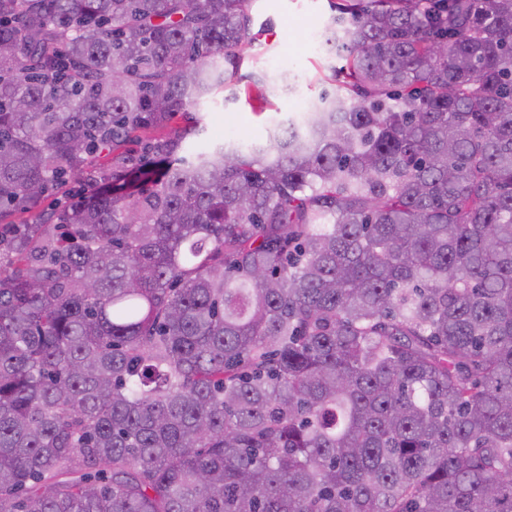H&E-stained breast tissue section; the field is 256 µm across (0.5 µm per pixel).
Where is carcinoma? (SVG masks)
Listing matches in <instances>:
<instances>
[{
  "label": "carcinoma",
  "mask_w": 512,
  "mask_h": 512,
  "mask_svg": "<svg viewBox=\"0 0 512 512\" xmlns=\"http://www.w3.org/2000/svg\"><path fill=\"white\" fill-rule=\"evenodd\" d=\"M252 4L0 0V512H512V0H344L346 96L143 139Z\"/></svg>",
  "instance_id": "carcinoma-1"
}]
</instances>
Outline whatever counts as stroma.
I'll list each match as a JSON object with an SVG mask.
<instances>
[{
	"instance_id": "35a3bbf8",
	"label": "stroma",
	"mask_w": 512,
	"mask_h": 512,
	"mask_svg": "<svg viewBox=\"0 0 512 512\" xmlns=\"http://www.w3.org/2000/svg\"><path fill=\"white\" fill-rule=\"evenodd\" d=\"M279 2V8L272 9L266 0H257L253 43L243 52L223 91L199 107L205 140L227 138L248 146L266 143L269 128L298 120L301 102L324 91H337L334 71L343 61L326 57L311 37L334 16L330 0ZM278 69L293 74L292 92L256 83L259 73Z\"/></svg>"
}]
</instances>
